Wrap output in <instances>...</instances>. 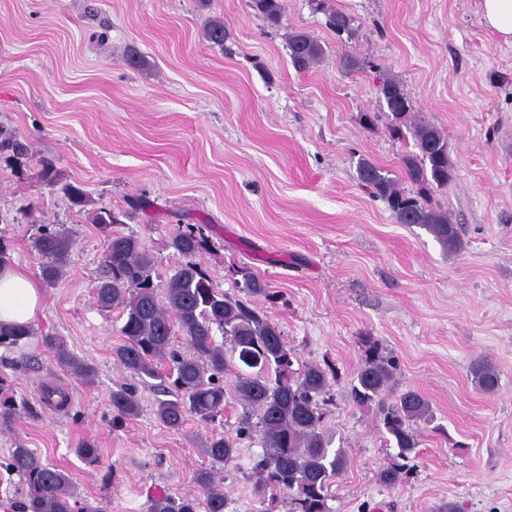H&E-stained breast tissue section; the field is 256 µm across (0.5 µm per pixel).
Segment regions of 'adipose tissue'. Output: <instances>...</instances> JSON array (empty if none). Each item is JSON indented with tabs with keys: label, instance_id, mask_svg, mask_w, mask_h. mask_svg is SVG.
Instances as JSON below:
<instances>
[{
	"label": "adipose tissue",
	"instance_id": "adipose-tissue-1",
	"mask_svg": "<svg viewBox=\"0 0 512 512\" xmlns=\"http://www.w3.org/2000/svg\"><path fill=\"white\" fill-rule=\"evenodd\" d=\"M41 303L42 295L33 279L13 265H0V324H33Z\"/></svg>",
	"mask_w": 512,
	"mask_h": 512
}]
</instances>
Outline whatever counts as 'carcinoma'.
I'll list each match as a JSON object with an SVG mask.
<instances>
[{
  "instance_id": "carcinoma-1",
  "label": "carcinoma",
  "mask_w": 512,
  "mask_h": 512,
  "mask_svg": "<svg viewBox=\"0 0 512 512\" xmlns=\"http://www.w3.org/2000/svg\"><path fill=\"white\" fill-rule=\"evenodd\" d=\"M251 7L272 22L281 15L279 0H251ZM329 24L339 34L352 32V18L344 12H331ZM204 36L214 45H224L228 36L224 20L210 19ZM288 47L291 62L299 70L316 64L323 55L320 42L301 31L289 34ZM378 93L393 118V133L400 137L406 128L413 136L417 151L405 155L402 163L406 178L418 189L413 193L399 189L388 173L366 159L358 164V179L387 203L399 223L426 229L443 251L454 254L463 247L458 226L448 214L430 208L425 199L432 187L444 188L453 180L448 142L437 127L411 120L412 104L399 81L383 79ZM5 150L12 159H29L28 145L0 129V151ZM36 165L40 167L37 176L46 185L61 184L50 160L42 157ZM62 190L74 206L88 205L80 187L66 183ZM92 221L105 238L106 271L96 288V302L102 309L119 308L124 316L122 343L113 349L112 357L158 395L154 414L163 427L178 432L190 416L213 422L223 414L224 376L230 372L224 342H231L238 353L234 392L243 412L237 438L215 433L200 441V452L211 466L197 471L196 493L158 496L151 501L149 512H226L224 479L217 477L214 465L233 462L238 441L255 433L260 434L264 448L254 465L257 479L253 485L255 498L264 505L261 512H275L281 497L290 505L288 512H332L329 488L348 463L343 450L331 448L332 438L322 427L325 407L333 399L336 370L329 364L294 368L297 353L288 347L281 328L252 304V299L260 297L273 305L281 295L246 267L238 269L246 298L215 288L199 261L209 250V241L196 224H179L171 235L169 246L184 262L161 287L154 282V261L139 239L117 230L122 224L119 214L101 208L92 212ZM33 247L42 259L43 281L55 287L71 263L72 238L54 224H43ZM177 331L183 340L180 348L172 346ZM218 333L221 343L216 340ZM35 335L31 325H0V347L20 348ZM43 342L54 350L59 367L84 383L93 380L94 368L71 353L64 342L49 335L43 336ZM360 344L362 361L351 397L359 406L378 404L383 427L397 453L379 469L377 479L394 487L404 483L414 469L410 462L417 458L418 440L413 425L429 417L431 409L415 390L389 401L399 370L396 357L372 336L361 337ZM159 360L167 361L168 369H158ZM470 373L481 391L498 389L499 373L487 359L476 360ZM110 404L114 427L140 414L137 389L131 384L112 390ZM23 411L30 415L33 408L0 400V423H12ZM4 468L22 481L21 497L10 504L13 512H103L81 501L68 475L30 448L10 449Z\"/></svg>"
}]
</instances>
